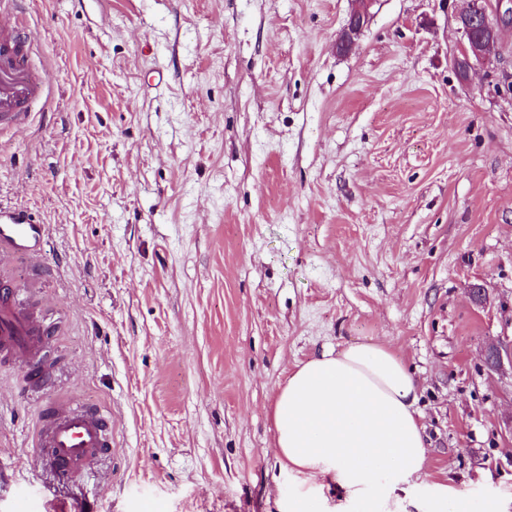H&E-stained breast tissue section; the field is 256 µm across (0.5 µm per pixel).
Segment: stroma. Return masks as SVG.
Instances as JSON below:
<instances>
[{"label": "stroma", "instance_id": "35a3bbf8", "mask_svg": "<svg viewBox=\"0 0 512 512\" xmlns=\"http://www.w3.org/2000/svg\"><path fill=\"white\" fill-rule=\"evenodd\" d=\"M467 0H17L51 81L0 133V201L32 212L50 395L112 420L67 485L40 395L0 361V512H283L274 449L297 366L376 343L420 386L432 483L512 512V24L461 79ZM482 284L483 304L470 289ZM371 0H354V8L348 25L342 29L337 39V47L349 51L360 39L367 22V6Z\"/></svg>", "mask_w": 512, "mask_h": 512}]
</instances>
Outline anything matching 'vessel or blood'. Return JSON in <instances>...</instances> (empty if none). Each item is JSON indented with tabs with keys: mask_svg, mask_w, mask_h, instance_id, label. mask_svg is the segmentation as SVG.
<instances>
[{
	"mask_svg": "<svg viewBox=\"0 0 512 512\" xmlns=\"http://www.w3.org/2000/svg\"><path fill=\"white\" fill-rule=\"evenodd\" d=\"M34 47L26 26L0 21V130L25 127L28 105L46 90V70L31 63ZM45 240L46 228L32 213L0 204V261L14 256L36 259ZM49 339L48 325L24 312L11 284L0 281V358L22 366L26 391L42 392L52 385L53 371L42 355ZM37 445L43 450V462L59 482L66 483L111 449L112 427L93 408L72 407L62 412L55 404L45 403L40 408Z\"/></svg>",
	"mask_w": 512,
	"mask_h": 512,
	"instance_id": "vessel-or-blood-1",
	"label": "vessel or blood"
}]
</instances>
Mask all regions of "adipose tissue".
Segmentation results:
<instances>
[{
    "instance_id": "obj_1",
    "label": "adipose tissue",
    "mask_w": 512,
    "mask_h": 512,
    "mask_svg": "<svg viewBox=\"0 0 512 512\" xmlns=\"http://www.w3.org/2000/svg\"><path fill=\"white\" fill-rule=\"evenodd\" d=\"M417 392L402 358L379 344L322 353L289 376L272 417L278 457L314 481L298 512H323L329 483L341 500L371 497L381 512H407L427 461Z\"/></svg>"
}]
</instances>
